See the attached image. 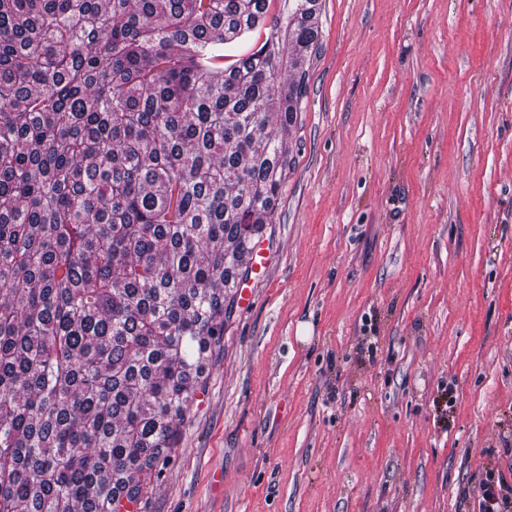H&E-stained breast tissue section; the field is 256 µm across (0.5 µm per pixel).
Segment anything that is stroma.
<instances>
[{
    "mask_svg": "<svg viewBox=\"0 0 512 512\" xmlns=\"http://www.w3.org/2000/svg\"><path fill=\"white\" fill-rule=\"evenodd\" d=\"M268 263L142 512H479L512 475V0H319Z\"/></svg>",
    "mask_w": 512,
    "mask_h": 512,
    "instance_id": "1",
    "label": "stroma"
}]
</instances>
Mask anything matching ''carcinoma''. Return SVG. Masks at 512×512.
I'll use <instances>...</instances> for the list:
<instances>
[{
	"mask_svg": "<svg viewBox=\"0 0 512 512\" xmlns=\"http://www.w3.org/2000/svg\"><path fill=\"white\" fill-rule=\"evenodd\" d=\"M295 2L0 0V512H120L176 447L292 165Z\"/></svg>",
	"mask_w": 512,
	"mask_h": 512,
	"instance_id": "1",
	"label": "carcinoma"
}]
</instances>
